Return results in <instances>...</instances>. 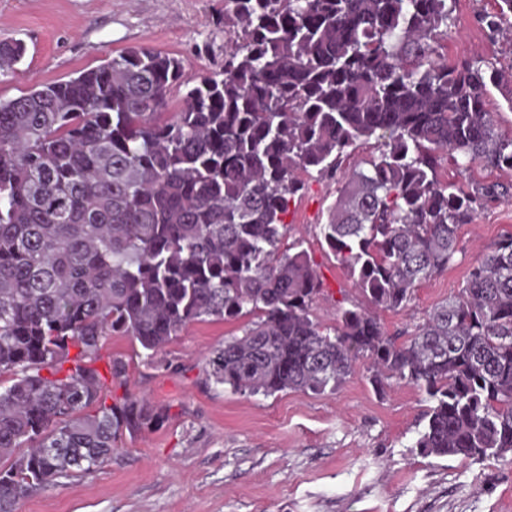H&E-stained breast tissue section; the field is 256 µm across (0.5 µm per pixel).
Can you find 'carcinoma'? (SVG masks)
I'll return each mask as SVG.
<instances>
[{
  "instance_id": "obj_1",
  "label": "carcinoma",
  "mask_w": 512,
  "mask_h": 512,
  "mask_svg": "<svg viewBox=\"0 0 512 512\" xmlns=\"http://www.w3.org/2000/svg\"><path fill=\"white\" fill-rule=\"evenodd\" d=\"M454 2L224 0V64L169 120L190 80L147 47L0 100V512L164 422L143 397L107 403L126 364L103 358L104 337L154 355L207 318L254 316L210 360L217 385L333 392L365 358L377 390L394 378L428 395L422 453H512V234L413 336L377 317L453 264L462 225L512 199V181L437 175L444 161L512 173V135L488 110L497 62L440 60ZM496 2L478 15L493 39L512 29V0ZM25 54L1 41L0 70ZM371 139L376 153L343 165ZM312 175L337 184L321 235L367 301L333 327L312 317L309 253L282 248Z\"/></svg>"
}]
</instances>
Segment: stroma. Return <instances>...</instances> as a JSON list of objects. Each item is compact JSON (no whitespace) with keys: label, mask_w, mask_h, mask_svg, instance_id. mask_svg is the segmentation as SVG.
<instances>
[{"label":"stroma","mask_w":512,"mask_h":512,"mask_svg":"<svg viewBox=\"0 0 512 512\" xmlns=\"http://www.w3.org/2000/svg\"><path fill=\"white\" fill-rule=\"evenodd\" d=\"M496 9V0H456L454 33L441 50L448 62L512 67V42L490 41L477 22ZM223 12L224 0H0V41L27 47L0 76V98L70 79L134 47L174 55L186 77L197 78L224 57V28L215 22ZM335 200V184L310 181L288 216L289 239L302 241L323 282L312 315L328 326L337 307L361 300L320 234ZM511 232L512 201L480 211L458 231L454 264L423 282L406 309L381 312L385 331L405 340ZM246 323H194L150 358L130 337H106L103 355L127 364L113 397H145L165 411L164 424L123 434L99 468L21 501L16 512H512V454L486 461L421 454L415 442L426 393L394 380L376 392L367 361L332 393L266 397L209 381L215 351Z\"/></svg>","instance_id":"35a3bbf8"}]
</instances>
